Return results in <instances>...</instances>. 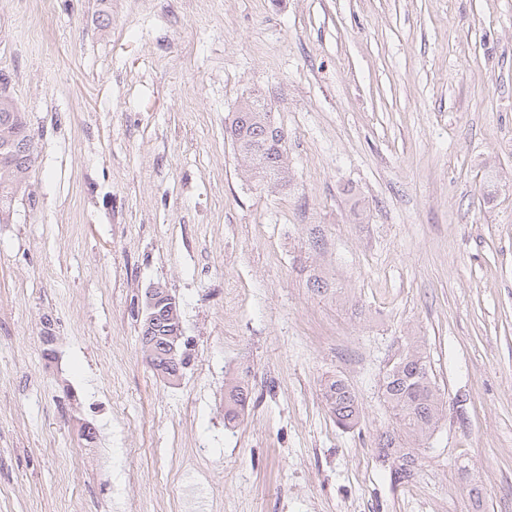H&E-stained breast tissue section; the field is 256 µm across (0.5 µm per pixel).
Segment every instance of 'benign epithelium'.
<instances>
[{
	"mask_svg": "<svg viewBox=\"0 0 512 512\" xmlns=\"http://www.w3.org/2000/svg\"><path fill=\"white\" fill-rule=\"evenodd\" d=\"M144 313L142 348L149 359L159 362L156 373L167 384L182 378L179 358L182 351L183 325L176 295L161 283L146 291L141 301Z\"/></svg>",
	"mask_w": 512,
	"mask_h": 512,
	"instance_id": "benign-epithelium-1",
	"label": "benign epithelium"
}]
</instances>
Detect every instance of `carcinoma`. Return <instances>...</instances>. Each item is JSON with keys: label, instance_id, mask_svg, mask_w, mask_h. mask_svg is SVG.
<instances>
[{"label": "carcinoma", "instance_id": "1", "mask_svg": "<svg viewBox=\"0 0 512 512\" xmlns=\"http://www.w3.org/2000/svg\"><path fill=\"white\" fill-rule=\"evenodd\" d=\"M9 117L13 118L17 134H22L26 124L12 98L0 100V214L10 212L15 197L12 174L19 169L28 171L21 150L5 147L1 137L2 125ZM227 132L237 151L248 160L251 174L268 184L282 186L290 182L286 136L272 120L268 103L258 98L245 100L231 113ZM381 389L396 427L379 435L376 448L391 451L403 463L415 455V448L428 443L443 412V397L417 337L409 339L401 356L385 373ZM321 393L339 426L351 429L359 423L360 404L343 379L325 380ZM250 400L251 389L244 378L225 384L224 421L235 422Z\"/></svg>", "mask_w": 512, "mask_h": 512}]
</instances>
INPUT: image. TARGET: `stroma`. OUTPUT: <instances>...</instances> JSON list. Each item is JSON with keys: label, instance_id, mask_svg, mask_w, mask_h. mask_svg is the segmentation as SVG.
Returning a JSON list of instances; mask_svg holds the SVG:
<instances>
[{"label": "stroma", "instance_id": "stroma-1", "mask_svg": "<svg viewBox=\"0 0 512 512\" xmlns=\"http://www.w3.org/2000/svg\"><path fill=\"white\" fill-rule=\"evenodd\" d=\"M0 83L35 149L0 223V512H512V0H0ZM255 95L282 187L226 132ZM157 282L174 388L139 341ZM409 336L446 406L399 481ZM141 308L144 313L143 351L155 363L161 360L155 369L157 375L167 384L176 385L182 378L179 358L182 344H185L182 342L184 336L179 300L166 286L157 283L146 291ZM159 330L164 331L162 335H159ZM251 400V389L244 377L225 383L224 393V422H235L247 408ZM322 396L336 423L345 429L355 427L361 416V407L349 385L339 377L329 378L321 384Z\"/></svg>", "mask_w": 512, "mask_h": 512}]
</instances>
